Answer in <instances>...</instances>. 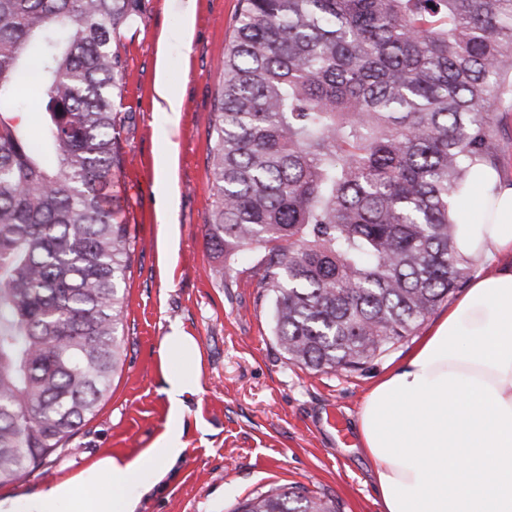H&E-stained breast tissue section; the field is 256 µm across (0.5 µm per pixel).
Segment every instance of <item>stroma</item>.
<instances>
[{
    "instance_id": "35a3bbf8",
    "label": "stroma",
    "mask_w": 512,
    "mask_h": 512,
    "mask_svg": "<svg viewBox=\"0 0 512 512\" xmlns=\"http://www.w3.org/2000/svg\"><path fill=\"white\" fill-rule=\"evenodd\" d=\"M181 3L140 0V15L118 46L125 62L123 162L113 191L117 218L136 241L123 364L110 398L71 448L26 482L0 487V496L43 488L102 454L133 456L150 447L167 424L162 341L177 323L199 346V388L184 401L183 456L143 497L141 512H233L282 485L334 500L339 512H380L357 417L370 386L404 361L416 339L406 337L351 372L292 364L272 334L255 269L259 252L244 251L228 269L208 250L202 226L214 201L209 131L238 0H194L186 40L175 36ZM162 67L183 99L174 127L154 107ZM164 158L171 161L165 176L158 169ZM166 190L174 194L169 212L157 203Z\"/></svg>"
}]
</instances>
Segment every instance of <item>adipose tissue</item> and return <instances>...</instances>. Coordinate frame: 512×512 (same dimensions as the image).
I'll list each match as a JSON object with an SVG mask.
<instances>
[{
    "instance_id": "1",
    "label": "adipose tissue",
    "mask_w": 512,
    "mask_h": 512,
    "mask_svg": "<svg viewBox=\"0 0 512 512\" xmlns=\"http://www.w3.org/2000/svg\"><path fill=\"white\" fill-rule=\"evenodd\" d=\"M457 218L456 247L476 260L512 256V186L474 167ZM166 431L138 456H103L76 475L0 512H138L144 492L184 452L183 398L199 388V348L179 325L163 338ZM381 512H512V267L476 276L385 374L358 417Z\"/></svg>"
}]
</instances>
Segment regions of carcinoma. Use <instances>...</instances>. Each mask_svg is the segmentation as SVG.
<instances>
[{
	"label": "carcinoma",
	"instance_id": "cac0c4a2",
	"mask_svg": "<svg viewBox=\"0 0 512 512\" xmlns=\"http://www.w3.org/2000/svg\"><path fill=\"white\" fill-rule=\"evenodd\" d=\"M138 0H0V486L70 446L122 365L136 241L114 216ZM210 127L207 247L264 251L289 361L352 371L462 287L456 199L498 166L512 0H239ZM41 98L22 131L5 111ZM233 512H336L279 486Z\"/></svg>",
	"mask_w": 512,
	"mask_h": 512
}]
</instances>
